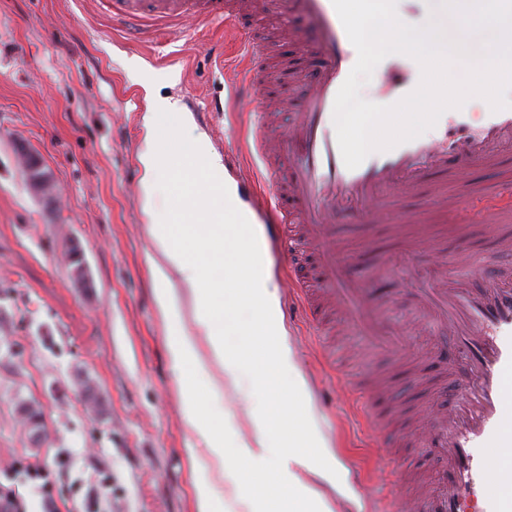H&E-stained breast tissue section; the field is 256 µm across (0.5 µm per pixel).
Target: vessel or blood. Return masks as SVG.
Returning <instances> with one entry per match:
<instances>
[{"label": "vessel or blood", "mask_w": 512, "mask_h": 512, "mask_svg": "<svg viewBox=\"0 0 512 512\" xmlns=\"http://www.w3.org/2000/svg\"><path fill=\"white\" fill-rule=\"evenodd\" d=\"M115 19L143 23L183 19L240 21L251 0H110ZM281 20L304 15L317 33L313 43L301 45L308 95L295 123L279 132L268 124L254 127L253 145L262 158L281 160L257 186L240 175L238 155L226 150L224 162L236 172L237 187L250 192L252 209L268 219V234L285 235L286 225L297 228L301 243L310 248L308 279L314 288L308 307L316 319L335 312L347 329L358 330L373 349L396 351L400 345L376 314L368 282L351 276L336 256L331 224L338 214L387 218L394 192L416 187L431 171L453 174L473 167H496L512 149V108L487 111L480 125H470L464 109L443 113L432 136L375 152L357 168L342 159L333 121L336 94L357 60L332 0H268ZM379 93L387 102L412 92L421 75L410 58L390 55L380 63ZM260 88L253 69H246L227 93L228 111L242 112L257 101ZM435 205L458 210L465 195L450 194L447 182L430 190ZM424 300L438 312L448 339L439 356L452 366L448 414L432 443L446 468L433 490L409 504V512H467L477 500L490 469L506 466L493 459L491 448L512 446L503 422L512 417V283L488 277L469 288L453 284L428 289Z\"/></svg>", "instance_id": "vessel-or-blood-1"}]
</instances>
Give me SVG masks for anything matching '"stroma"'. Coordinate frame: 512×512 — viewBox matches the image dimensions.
<instances>
[{
    "label": "stroma",
    "mask_w": 512,
    "mask_h": 512,
    "mask_svg": "<svg viewBox=\"0 0 512 512\" xmlns=\"http://www.w3.org/2000/svg\"><path fill=\"white\" fill-rule=\"evenodd\" d=\"M259 26L146 22L140 32L113 19L106 0H0V490L15 489L28 512L42 498L15 461L57 464L60 512L82 504L90 481L111 477L101 512H200L191 458L207 445L185 423L183 391L169 354L170 325L153 290L155 244L141 211L139 160L152 97L176 100L160 116L163 140L205 136L224 152V128L251 127L246 115L199 110L222 101L243 67L239 33ZM293 76L266 75L267 99L301 100L307 84L297 44L278 48ZM152 82H142L129 61ZM38 156L54 196L32 191L20 149ZM512 184V163L474 168L452 181L470 192L464 212H439L426 189L401 192L405 223L335 225L336 246L359 279L373 281L385 323L400 329V356L362 360L364 336L328 339L305 320L285 323L321 432L347 471V512H398L404 469L444 466L429 432L448 411V368L435 359L439 323L423 313L422 289L434 287L462 250L479 255L462 280L481 286L487 274L512 282V253L487 234L489 189ZM76 241L90 287L76 285L66 248ZM266 257L280 283V306L306 296L275 241ZM391 274L376 278L380 261ZM194 392L234 447L250 433L248 414L274 394L258 390L251 372L239 387L199 375ZM41 412L42 438L32 444L21 404Z\"/></svg>",
    "instance_id": "stroma-1"
}]
</instances>
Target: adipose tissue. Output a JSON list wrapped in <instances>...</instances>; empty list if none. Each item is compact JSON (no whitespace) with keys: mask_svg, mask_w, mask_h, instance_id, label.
Wrapping results in <instances>:
<instances>
[{"mask_svg":"<svg viewBox=\"0 0 512 512\" xmlns=\"http://www.w3.org/2000/svg\"><path fill=\"white\" fill-rule=\"evenodd\" d=\"M143 214L155 242L152 272L158 305L169 317L178 313L177 288L193 301L196 333L170 338L173 366L190 409L188 426L211 449L213 471L225 473L232 490L250 487L249 512H337L328 498L340 463L316 420L306 383L287 342L279 316V290L267 264L247 255L243 240L260 244L254 224L240 210L224 166L205 137L173 145L149 133L140 153ZM168 188L167 218L156 219L159 178ZM223 196L212 208L199 187ZM205 341L226 385H238L246 364L257 365L261 385L274 387L273 403L254 414L252 441L228 448L220 429L204 415L191 389L204 363L197 348ZM285 453L269 464L271 440Z\"/></svg>","mask_w":512,"mask_h":512,"instance_id":"1","label":"adipose tissue"}]
</instances>
